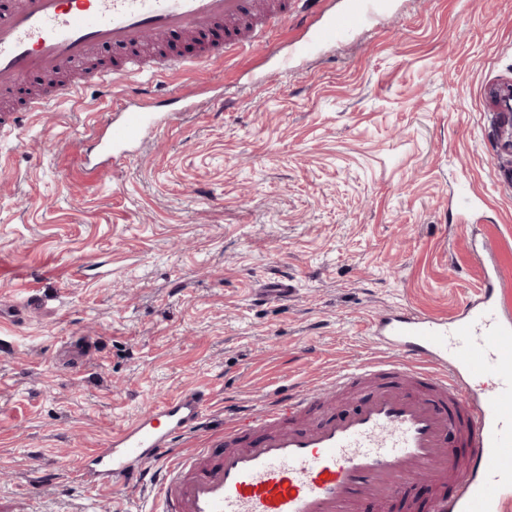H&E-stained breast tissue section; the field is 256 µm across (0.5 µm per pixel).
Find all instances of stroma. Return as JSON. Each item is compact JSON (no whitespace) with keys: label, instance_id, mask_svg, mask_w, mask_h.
I'll use <instances>...</instances> for the list:
<instances>
[{"label":"stroma","instance_id":"stroma-1","mask_svg":"<svg viewBox=\"0 0 512 512\" xmlns=\"http://www.w3.org/2000/svg\"><path fill=\"white\" fill-rule=\"evenodd\" d=\"M304 37L291 22L163 76L152 106L177 121L107 176L83 164L112 108L95 90L0 128V512H149L147 492L88 490L78 462L162 399L209 394L190 452L225 400L258 408L387 358L381 313L453 317L481 264L512 296L489 99L512 79V0H385L377 26L276 71ZM454 487L425 475L359 512H427Z\"/></svg>","mask_w":512,"mask_h":512}]
</instances>
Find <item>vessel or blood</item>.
Masks as SVG:
<instances>
[{
  "mask_svg": "<svg viewBox=\"0 0 512 512\" xmlns=\"http://www.w3.org/2000/svg\"><path fill=\"white\" fill-rule=\"evenodd\" d=\"M380 0H11L0 9V91L27 75L56 78L96 47L125 57L90 79L39 94L28 112H52L96 87L114 94L98 120L94 157L105 174L115 157L170 126L131 90L139 77L222 62L225 47L249 48L273 18L317 17L309 53L374 24ZM178 34L189 55L143 58L137 48ZM391 352L383 362L344 370L315 389L270 395L259 412H239L204 447L182 453L179 436L199 429L208 395L186 389L136 416L93 449L86 482L121 493L153 485L160 512H356L366 500L392 502L421 476L462 469L452 497L431 512H512V301L497 269L487 270L478 301L451 319L397 311L371 325ZM374 388L356 410L326 414L336 393ZM468 449L466 467L456 447Z\"/></svg>",
  "mask_w": 512,
  "mask_h": 512,
  "instance_id": "b4317fda",
  "label": "vessel or blood"
}]
</instances>
